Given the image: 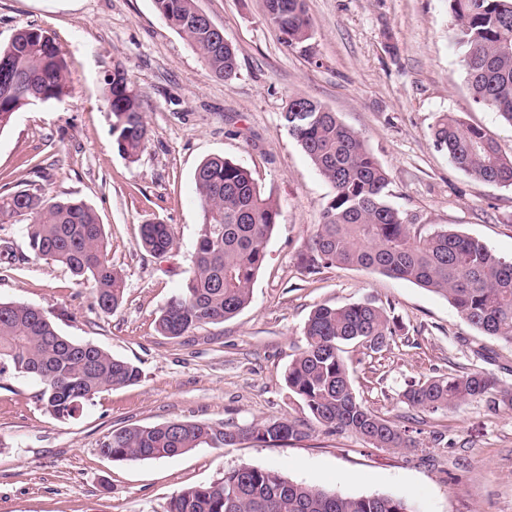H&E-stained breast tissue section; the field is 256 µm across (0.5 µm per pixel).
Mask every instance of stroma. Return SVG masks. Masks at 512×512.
I'll return each instance as SVG.
<instances>
[{
	"label": "stroma",
	"mask_w": 512,
	"mask_h": 512,
	"mask_svg": "<svg viewBox=\"0 0 512 512\" xmlns=\"http://www.w3.org/2000/svg\"><path fill=\"white\" fill-rule=\"evenodd\" d=\"M314 36L291 47L266 20L264 0H196L237 53L212 77L196 49L159 16L154 0H0V46L22 28L49 32L67 61L65 96L16 112L0 132V192L24 185L79 199L104 226L108 257L126 281L122 305H94L89 285L35 258L19 225L0 223V301L41 308L61 335L135 364L141 379L97 394L60 419L31 376H0V512H167L171 496L248 464L345 496L408 498L415 512H512V409L470 401L413 413L407 384L484 369L512 387V343L469 327L447 299L362 269L308 273L300 253L334 190L291 137L282 114L309 97L358 132L390 174L392 202L479 238L512 257V186L475 180L437 149L432 125L451 112L480 126L512 157V125L477 106L454 40L448 0H306ZM121 66L141 95L149 139L137 160L113 143L105 80ZM221 156L247 168L281 211L252 299L241 313L177 339L155 319L188 278L202 210L193 175ZM169 224L171 250L152 255L139 226ZM391 306L405 337L371 356L347 346L357 397L408 429L410 449L375 448L321 427L273 446L247 439L171 457L115 461L99 452L122 427L170 420L244 426L309 419L284 373L319 305Z\"/></svg>",
	"instance_id": "stroma-1"
}]
</instances>
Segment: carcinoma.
<instances>
[{
    "label": "carcinoma",
    "instance_id": "1",
    "mask_svg": "<svg viewBox=\"0 0 512 512\" xmlns=\"http://www.w3.org/2000/svg\"><path fill=\"white\" fill-rule=\"evenodd\" d=\"M163 20L200 52L210 73L232 77L235 49L198 22L195 0H154ZM456 22L455 39L474 102L512 124V0H448ZM266 18L288 45L309 42L313 27L305 0H265ZM0 131L34 100L58 99L68 92L67 66L47 31L23 28L0 47ZM106 103L119 153L135 159L148 141L141 99L123 69L107 79ZM283 119L334 195L322 222L306 244L305 268L325 265L364 268L409 281L439 294L471 327L512 343V258L483 242L421 223L418 215L391 203L392 180L363 138L320 102L294 97ZM434 145L451 162L480 181L512 186V158H505L485 131L448 113L430 129ZM203 210L192 269L180 293L159 311L158 332L179 338L189 330L222 323L251 302L266 245L280 208L242 165L221 156L203 160L194 172ZM12 220L34 256L65 267L91 284L94 304L105 313L124 300L125 279L106 259L104 225L81 200L48 198L36 188L0 195V221ZM140 246L161 255L172 249L169 225H140ZM304 347L291 361L285 382L303 401L312 420L332 432L351 433L375 448H413L408 430L370 411L356 396L343 346L356 343L380 354L400 338L387 309L372 301L320 305L308 317ZM12 371L42 384L47 412L71 418L96 394L140 379L132 363L91 343L61 335L45 312L33 305L0 302V375ZM403 402L416 412L434 413L467 401H482L491 412L512 408V389L486 370L433 376L410 385ZM306 432L288 419L252 422L234 429L220 424L170 421L153 427L122 428L102 443L101 454L115 461L150 460L188 452L203 444L224 448L245 437L275 444L301 439ZM167 512H413L408 501L389 495L342 496L293 482L268 468L240 466L210 484L183 489Z\"/></svg>",
    "mask_w": 512,
    "mask_h": 512
}]
</instances>
